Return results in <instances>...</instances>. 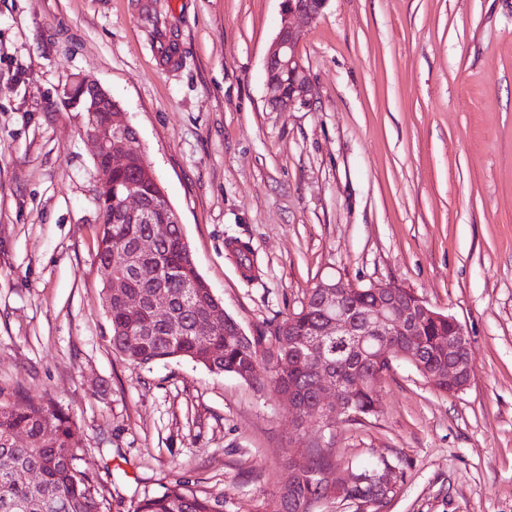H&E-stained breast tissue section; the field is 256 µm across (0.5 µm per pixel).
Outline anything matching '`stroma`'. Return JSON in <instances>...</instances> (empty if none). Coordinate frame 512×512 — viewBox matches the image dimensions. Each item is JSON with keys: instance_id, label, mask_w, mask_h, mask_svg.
<instances>
[{"instance_id": "stroma-1", "label": "stroma", "mask_w": 512, "mask_h": 512, "mask_svg": "<svg viewBox=\"0 0 512 512\" xmlns=\"http://www.w3.org/2000/svg\"><path fill=\"white\" fill-rule=\"evenodd\" d=\"M281 22L280 0H0V391L70 410L112 512L184 477L224 512H275L314 440L396 467L383 512H512V0H329L299 45L313 105L275 112ZM77 75L120 101L246 332L322 279L393 281L462 323L467 389L436 392L398 360L375 416L298 430L271 391L186 359L123 360L85 118L63 104Z\"/></svg>"}]
</instances>
